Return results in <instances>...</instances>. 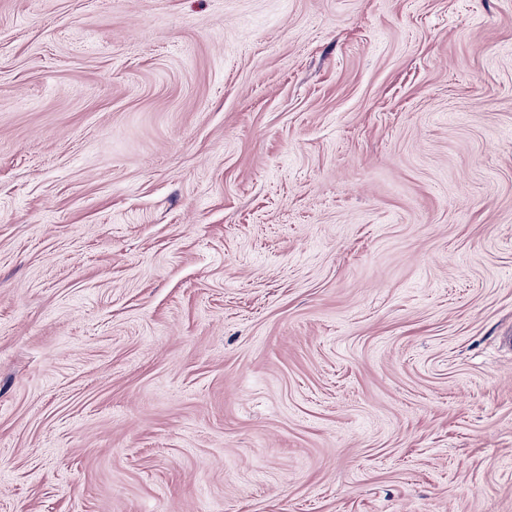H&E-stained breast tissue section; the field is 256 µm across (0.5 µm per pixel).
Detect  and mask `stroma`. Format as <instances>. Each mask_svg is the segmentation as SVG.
Segmentation results:
<instances>
[{
	"label": "stroma",
	"instance_id": "35a3bbf8",
	"mask_svg": "<svg viewBox=\"0 0 512 512\" xmlns=\"http://www.w3.org/2000/svg\"><path fill=\"white\" fill-rule=\"evenodd\" d=\"M0 512H512V0H0Z\"/></svg>",
	"mask_w": 512,
	"mask_h": 512
}]
</instances>
